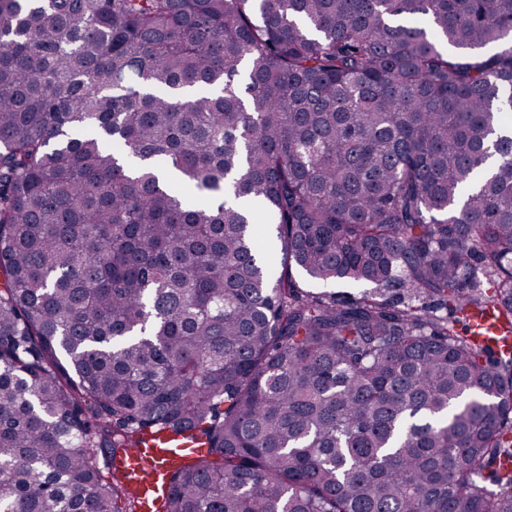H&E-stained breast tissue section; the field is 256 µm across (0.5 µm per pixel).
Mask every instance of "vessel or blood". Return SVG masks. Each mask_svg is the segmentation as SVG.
<instances>
[{
  "label": "vessel or blood",
  "mask_w": 512,
  "mask_h": 512,
  "mask_svg": "<svg viewBox=\"0 0 512 512\" xmlns=\"http://www.w3.org/2000/svg\"><path fill=\"white\" fill-rule=\"evenodd\" d=\"M470 320L479 340L484 341L497 335L493 310L473 312ZM180 455V448L151 442L146 446L130 449L126 456L119 459L117 467L122 476L140 490L142 512H152L156 490L165 484L169 471L176 467Z\"/></svg>",
  "instance_id": "b4317fda"
}]
</instances>
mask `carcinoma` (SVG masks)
Here are the masks:
<instances>
[{
	"instance_id": "1",
	"label": "carcinoma",
	"mask_w": 512,
	"mask_h": 512,
	"mask_svg": "<svg viewBox=\"0 0 512 512\" xmlns=\"http://www.w3.org/2000/svg\"><path fill=\"white\" fill-rule=\"evenodd\" d=\"M512 0H0V512H512ZM317 284L320 291L310 286ZM362 286L357 295L334 291ZM471 324L479 332L475 336L479 341L490 340V336H498L497 321L494 318V311L487 309L483 311H475L470 316ZM186 449L148 442L147 446L131 448L119 459L117 467L122 476L140 489L142 511L154 512L157 488L166 484L169 471L176 467L181 452Z\"/></svg>"
}]
</instances>
